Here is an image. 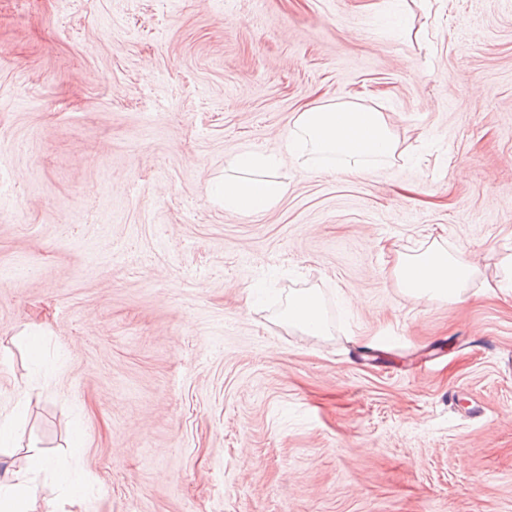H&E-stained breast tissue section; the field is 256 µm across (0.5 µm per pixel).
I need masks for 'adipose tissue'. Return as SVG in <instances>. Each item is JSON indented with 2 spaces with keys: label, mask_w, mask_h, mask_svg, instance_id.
Here are the masks:
<instances>
[{
  "label": "adipose tissue",
  "mask_w": 512,
  "mask_h": 512,
  "mask_svg": "<svg viewBox=\"0 0 512 512\" xmlns=\"http://www.w3.org/2000/svg\"><path fill=\"white\" fill-rule=\"evenodd\" d=\"M285 149L295 164L312 171L332 165L368 176L395 158L398 142L382 113L357 103H338L298 112L285 137ZM278 163L274 153L246 151L237 155L234 167L238 174L225 178L221 188L225 212L258 215L278 203L287 191L272 174ZM474 274L472 262L450 254L436 240L421 253L402 256L395 268L397 286L405 295L449 303L462 301ZM286 321L310 336L329 333L319 299L311 289L290 294ZM49 466L41 454L27 457L29 478ZM29 478L22 481L14 476L0 481V512H25L36 491Z\"/></svg>",
  "instance_id": "ef3b65f1"
}]
</instances>
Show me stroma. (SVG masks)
I'll list each match as a JSON object with an SVG mask.
<instances>
[{"label":"stroma","instance_id":"1","mask_svg":"<svg viewBox=\"0 0 512 512\" xmlns=\"http://www.w3.org/2000/svg\"><path fill=\"white\" fill-rule=\"evenodd\" d=\"M344 102L390 164L285 156L225 212ZM433 238L464 302L396 285ZM510 257L512 0H0V413L86 482L30 512H512ZM309 288L328 335L282 319ZM284 146L302 168L319 172L332 165L360 176L371 175L398 151V141L382 112L357 103L327 104L297 112ZM279 163L276 153H257L246 151L235 157L234 167L241 173L254 174L258 169H273ZM286 191V185L270 174L261 177H224L221 187L224 210L232 214L265 213L279 202Z\"/></svg>","mask_w":512,"mask_h":512}]
</instances>
